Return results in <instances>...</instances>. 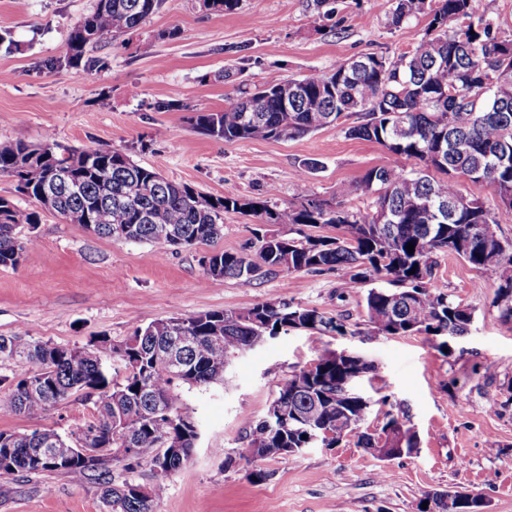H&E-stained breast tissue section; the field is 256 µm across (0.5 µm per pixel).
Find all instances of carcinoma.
<instances>
[{
	"label": "carcinoma",
	"instance_id": "obj_1",
	"mask_svg": "<svg viewBox=\"0 0 512 512\" xmlns=\"http://www.w3.org/2000/svg\"><path fill=\"white\" fill-rule=\"evenodd\" d=\"M161 0H96L68 38V59L87 46L112 41L115 34L138 27ZM474 0H393L389 26L402 27L419 16L428 18L423 38L410 51L393 56L369 53L352 58L330 74L312 73L290 80L267 76L255 94L191 117L204 134L226 141L294 140L325 127H343L346 136L376 142L391 163L367 170L338 195H370L374 207L347 209L297 185L296 201L285 207L268 200L211 198L186 184L169 181L136 164L120 149L90 146L62 155L55 144L23 141L0 147V176L12 178L17 193L34 200L87 231L126 242L162 248L208 246L212 279H258L274 271H343L341 294L382 279L386 288H370L363 302L377 333L405 336L463 335L472 321L469 309L433 293L429 284L437 256L453 253L497 281L494 301L501 316L512 319V240L497 232L474 234L475 224H496L476 194L469 207L454 214L448 200L461 196L457 178L478 189L494 188L499 204L512 209V38H504L478 15ZM492 76L505 90H482L479 78ZM461 94L448 98V81ZM356 117L352 125L346 119ZM408 132L394 137L396 120ZM414 161L411 168L402 160ZM68 183L56 185L57 174ZM55 189L51 202L44 191ZM234 211L261 224H283L286 235L258 236L256 257L215 248L224 236V213ZM37 211H23L0 197V266L16 267L28 242L19 236L24 224H36ZM332 227L336 237L312 234ZM414 244V252L406 250ZM416 269L411 274L409 270ZM182 324L194 342L178 349L183 372L176 376L155 360L159 349L179 336L164 321L140 327L112 345V362L124 376L112 379L111 366L94 355L92 346L69 348L19 334L0 336V361L30 363L16 374L11 391L0 397V413L41 418L51 408L82 394L93 404L91 415L64 437L47 427L24 432L0 431V476L60 472L80 482L97 470L82 460L81 450L109 445L112 460L134 471L146 462L155 482L146 487L134 479L108 485L102 495L106 512H156L166 478L188 464L187 457L168 455V443L195 446L198 422L185 410L183 391L214 383L224 376L230 358L265 343L279 330L298 326L322 334L344 335L347 326L314 307L261 303L237 311L211 310L185 316ZM323 371L308 378L299 369L278 386L272 404L283 417L248 420L244 457L251 448L325 447L337 439L310 440L323 425L354 431L367 403L360 395L344 398L350 368L328 354L319 357ZM307 438H302V435ZM130 437L137 455L118 454ZM50 439L52 455L40 460L33 449Z\"/></svg>",
	"mask_w": 512,
	"mask_h": 512
}]
</instances>
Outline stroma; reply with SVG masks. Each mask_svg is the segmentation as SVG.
Instances as JSON below:
<instances>
[{
  "label": "stroma",
  "instance_id": "35a3bbf8",
  "mask_svg": "<svg viewBox=\"0 0 512 512\" xmlns=\"http://www.w3.org/2000/svg\"><path fill=\"white\" fill-rule=\"evenodd\" d=\"M310 0H239L233 13L203 0H162L136 29L87 47L68 66V36L95 0H0V146L52 139L58 151L107 145L169 181L209 196L267 198L286 206L306 173L312 193L332 201L389 156L378 143L328 127L288 141L227 142L189 122L217 112L277 73H330L367 54L412 49L426 21L391 28V0H338L319 17ZM318 168L305 170L309 160ZM30 246L18 266H0V335L23 331L55 345L117 344L172 316L290 302L343 320L346 335L290 330L235 354L221 382L185 390L201 435L191 462L166 480L157 512H419L428 495L463 491L488 512H512V320L494 304L495 278L453 254L437 257L431 289L473 314L463 337L441 348L424 334L385 336L366 322L362 294L339 296L341 274L273 272L252 280L209 279L204 248L172 250L98 237L44 211L23 225ZM372 360L356 391L370 407L358 432L406 411L419 438L411 456L383 462L349 434L336 447L259 462L247 478L245 419L262 418L279 383L328 351ZM89 404L69 400L45 417L1 416L0 430L50 427L66 435ZM154 480L149 464L76 482L65 474L0 477V512H102L106 484Z\"/></svg>",
  "mask_w": 512,
  "mask_h": 512
}]
</instances>
